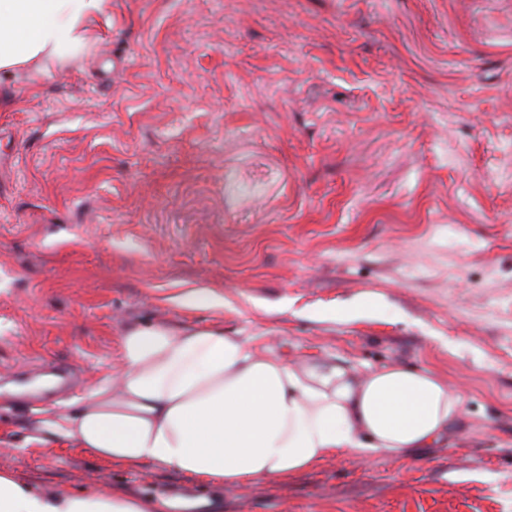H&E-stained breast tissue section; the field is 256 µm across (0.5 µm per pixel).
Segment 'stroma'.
<instances>
[{"instance_id": "1", "label": "stroma", "mask_w": 512, "mask_h": 512, "mask_svg": "<svg viewBox=\"0 0 512 512\" xmlns=\"http://www.w3.org/2000/svg\"><path fill=\"white\" fill-rule=\"evenodd\" d=\"M157 323L462 395L441 445L223 512H512V0H112L89 54L0 83V470L211 496L41 424Z\"/></svg>"}]
</instances>
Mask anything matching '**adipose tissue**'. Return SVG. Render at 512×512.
I'll list each match as a JSON object with an SVG mask.
<instances>
[{
	"instance_id": "1",
	"label": "adipose tissue",
	"mask_w": 512,
	"mask_h": 512,
	"mask_svg": "<svg viewBox=\"0 0 512 512\" xmlns=\"http://www.w3.org/2000/svg\"><path fill=\"white\" fill-rule=\"evenodd\" d=\"M112 0H0V79L87 52ZM122 363L76 415L47 430L90 453L171 467L216 491L286 479L324 459L405 455L445 440L460 393L428 370L340 366L263 355L213 327L135 326ZM149 496L45 490L0 470V512H156Z\"/></svg>"
}]
</instances>
